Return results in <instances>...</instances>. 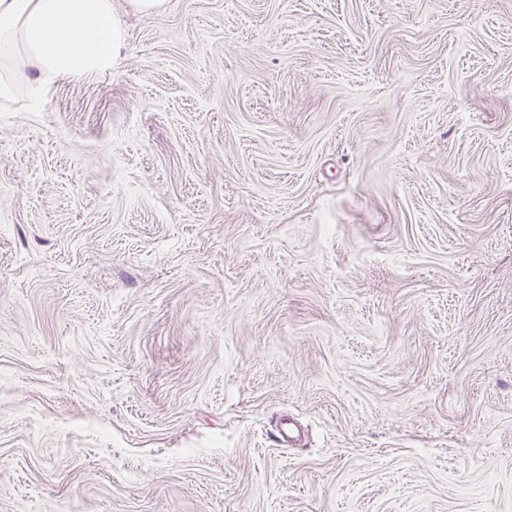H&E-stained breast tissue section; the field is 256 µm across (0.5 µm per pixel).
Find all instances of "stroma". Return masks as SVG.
Here are the masks:
<instances>
[{"mask_svg": "<svg viewBox=\"0 0 512 512\" xmlns=\"http://www.w3.org/2000/svg\"><path fill=\"white\" fill-rule=\"evenodd\" d=\"M115 6L0 108V512H512V0Z\"/></svg>", "mask_w": 512, "mask_h": 512, "instance_id": "obj_1", "label": "stroma"}]
</instances>
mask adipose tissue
<instances>
[{"label":"adipose tissue","mask_w":512,"mask_h":512,"mask_svg":"<svg viewBox=\"0 0 512 512\" xmlns=\"http://www.w3.org/2000/svg\"><path fill=\"white\" fill-rule=\"evenodd\" d=\"M122 45L114 0H0V102L111 71Z\"/></svg>","instance_id":"obj_1"}]
</instances>
